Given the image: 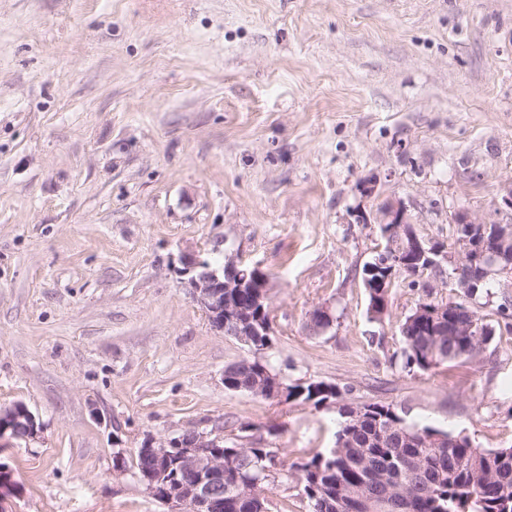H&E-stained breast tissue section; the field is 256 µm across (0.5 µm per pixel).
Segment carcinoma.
Listing matches in <instances>:
<instances>
[{
    "label": "carcinoma",
    "instance_id": "1",
    "mask_svg": "<svg viewBox=\"0 0 512 512\" xmlns=\"http://www.w3.org/2000/svg\"><path fill=\"white\" fill-rule=\"evenodd\" d=\"M467 336H450L439 318L412 311L400 325L405 366L423 372L458 360H473L492 340V326L464 301L456 302ZM271 366L258 357H244L225 367L249 379ZM323 383L288 386L286 399L302 390L304 401L318 405ZM374 415L339 427L333 448L296 467L306 512H352L357 499L377 496L376 512H392L399 502L404 512H512V447L481 450L472 441L445 437L428 440L435 429L407 424L390 404L373 402ZM417 433L414 440L393 443L388 428ZM275 454L269 448H250L224 455V512H266L267 488L276 481Z\"/></svg>",
    "mask_w": 512,
    "mask_h": 512
}]
</instances>
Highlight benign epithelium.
<instances>
[{"label": "benign epithelium", "mask_w": 512, "mask_h": 512, "mask_svg": "<svg viewBox=\"0 0 512 512\" xmlns=\"http://www.w3.org/2000/svg\"><path fill=\"white\" fill-rule=\"evenodd\" d=\"M386 239L387 257L381 272L371 266L364 276V288H389L396 273L405 269L418 274L440 267L443 260H454L457 266L452 279L456 294L474 288L493 274L512 281V251L507 250L512 238V223H496L493 241L484 235L487 222L460 215L456 223L467 224L466 234L453 239V255L436 246L427 245L417 234L401 201L388 203L378 219ZM475 254L485 260L480 269L461 268L465 258ZM195 275L190 278L193 300L207 314L215 331L236 339L248 351H255L256 337L273 333V320L268 301V275L257 266L229 258L221 268L206 261H188ZM383 276H378V273ZM235 392L264 398H282L286 389L279 375L231 385ZM36 420L22 403L0 410V439L4 436L20 441L32 438ZM224 440L211 432L189 430L176 438L148 442L141 449L140 478L155 499L170 507V512H224Z\"/></svg>", "instance_id": "1"}]
</instances>
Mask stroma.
Segmentation results:
<instances>
[{"label": "stroma", "instance_id": "35a3bbf8", "mask_svg": "<svg viewBox=\"0 0 512 512\" xmlns=\"http://www.w3.org/2000/svg\"><path fill=\"white\" fill-rule=\"evenodd\" d=\"M511 184L512 0H0V409L37 422L0 441V512H168L147 440L220 429L288 468L355 403L512 446V288L472 303L477 359L423 372L399 325L451 298L450 264L397 275L380 320L363 285L385 204L447 249L458 215L512 222ZM191 257L265 271L263 360L338 402L226 389L247 351L192 299ZM35 432V416L26 405L17 403L0 410V440L6 434L16 441L27 440L32 438Z\"/></svg>", "mask_w": 512, "mask_h": 512}]
</instances>
